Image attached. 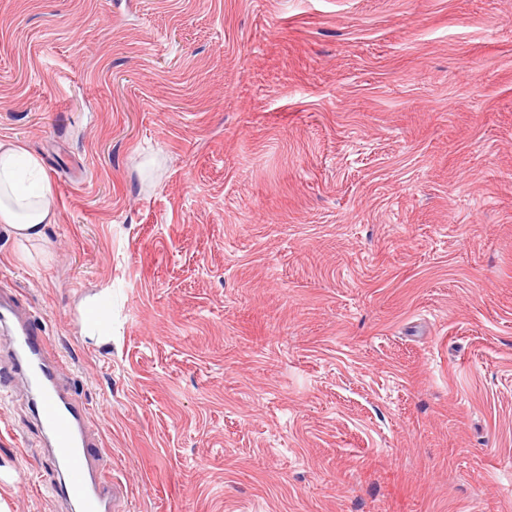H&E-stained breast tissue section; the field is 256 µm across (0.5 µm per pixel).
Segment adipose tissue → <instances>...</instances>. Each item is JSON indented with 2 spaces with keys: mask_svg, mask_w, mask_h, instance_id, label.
<instances>
[{
  "mask_svg": "<svg viewBox=\"0 0 512 512\" xmlns=\"http://www.w3.org/2000/svg\"><path fill=\"white\" fill-rule=\"evenodd\" d=\"M50 185L40 175L38 158L9 139H0V224L21 244L43 238L56 223Z\"/></svg>",
  "mask_w": 512,
  "mask_h": 512,
  "instance_id": "ef3b65f1",
  "label": "adipose tissue"
}]
</instances>
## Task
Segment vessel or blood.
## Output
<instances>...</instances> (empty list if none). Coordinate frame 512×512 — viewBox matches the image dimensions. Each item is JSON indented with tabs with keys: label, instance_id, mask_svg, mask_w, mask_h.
<instances>
[{
	"label": "vessel or blood",
	"instance_id": "b4317fda",
	"mask_svg": "<svg viewBox=\"0 0 512 512\" xmlns=\"http://www.w3.org/2000/svg\"><path fill=\"white\" fill-rule=\"evenodd\" d=\"M0 331L10 339L14 366L39 399L37 413L49 435L50 456L66 472L50 483V494L80 512H109L112 475L93 465L95 442L88 432L89 412L58 387L56 360L41 322L9 290L0 292Z\"/></svg>",
	"mask_w": 512,
	"mask_h": 512
}]
</instances>
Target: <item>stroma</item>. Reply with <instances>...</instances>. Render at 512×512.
<instances>
[{
    "label": "stroma",
    "mask_w": 512,
    "mask_h": 512,
    "mask_svg": "<svg viewBox=\"0 0 512 512\" xmlns=\"http://www.w3.org/2000/svg\"><path fill=\"white\" fill-rule=\"evenodd\" d=\"M2 137L115 512H512V0H0ZM43 443L0 383V512ZM39 159L13 142L0 139V224L24 245L56 224L57 208L50 185L40 176Z\"/></svg>",
    "instance_id": "obj_1"
}]
</instances>
